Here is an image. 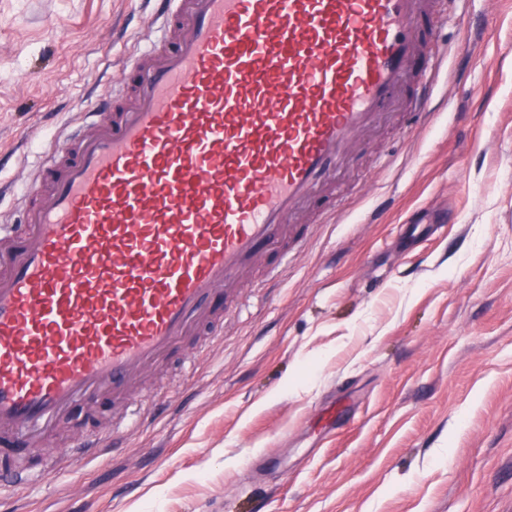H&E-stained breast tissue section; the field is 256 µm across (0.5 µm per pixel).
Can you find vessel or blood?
I'll return each instance as SVG.
<instances>
[{"mask_svg": "<svg viewBox=\"0 0 512 512\" xmlns=\"http://www.w3.org/2000/svg\"><path fill=\"white\" fill-rule=\"evenodd\" d=\"M107 122L85 123L0 230V444L126 399L335 178L401 97L420 119L436 0H157ZM78 437L66 456L109 446Z\"/></svg>", "mask_w": 512, "mask_h": 512, "instance_id": "1", "label": "vessel or blood"}]
</instances>
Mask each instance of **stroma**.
Wrapping results in <instances>:
<instances>
[{"mask_svg": "<svg viewBox=\"0 0 512 512\" xmlns=\"http://www.w3.org/2000/svg\"><path fill=\"white\" fill-rule=\"evenodd\" d=\"M432 118L356 141L279 286L231 289L125 407L75 403L0 512H512V0H442ZM157 37L141 0H0V225ZM115 447L62 464L77 422Z\"/></svg>", "mask_w": 512, "mask_h": 512, "instance_id": "stroma-1", "label": "stroma"}]
</instances>
